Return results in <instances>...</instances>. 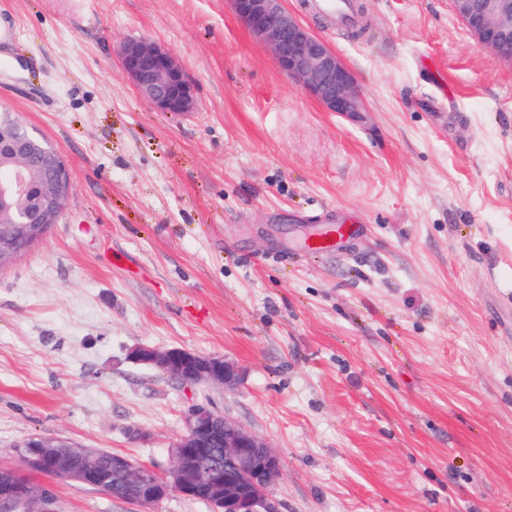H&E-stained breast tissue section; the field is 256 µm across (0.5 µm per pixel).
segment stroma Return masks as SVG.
Returning a JSON list of instances; mask_svg holds the SVG:
<instances>
[{
	"label": "stroma",
	"instance_id": "35a3bbf8",
	"mask_svg": "<svg viewBox=\"0 0 512 512\" xmlns=\"http://www.w3.org/2000/svg\"><path fill=\"white\" fill-rule=\"evenodd\" d=\"M307 2L286 5L354 72L365 125L283 75L229 0H0V112L72 176L0 269V468L36 435L162 473L207 402L280 457V512H512V65L450 0H359L356 37ZM129 38L176 55L194 112L137 94ZM343 222L359 233L307 249ZM137 345L241 382L182 385L127 362ZM54 489L64 512H213Z\"/></svg>",
	"mask_w": 512,
	"mask_h": 512
}]
</instances>
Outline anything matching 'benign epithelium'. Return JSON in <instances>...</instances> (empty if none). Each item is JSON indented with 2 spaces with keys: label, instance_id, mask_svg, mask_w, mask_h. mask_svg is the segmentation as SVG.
<instances>
[{
  "label": "benign epithelium",
  "instance_id": "benign-epithelium-1",
  "mask_svg": "<svg viewBox=\"0 0 512 512\" xmlns=\"http://www.w3.org/2000/svg\"><path fill=\"white\" fill-rule=\"evenodd\" d=\"M235 15L272 52L277 68L326 111L359 122L368 106L350 67L328 43L314 35L284 0H232ZM454 14L472 38L499 61L512 64V0H452ZM120 64L140 96L160 112H192L195 89L181 63L167 48L148 39H129L119 48ZM11 164L0 181V215L18 211L19 221L0 233V263L20 254V245L42 241L58 223L71 191V175L62 151L0 114V161ZM134 364L175 375L189 386L218 384L234 389L237 365L222 357L181 349L140 345L129 351ZM223 443L224 463L211 459ZM172 466L164 475L134 469L122 455L112 456V472L128 478L129 501L150 506L175 491L195 498L196 486L209 487L205 502L214 512H280L272 495L281 462L267 442L237 421L195 404L185 431L169 449ZM26 484L0 491V512H31Z\"/></svg>",
  "mask_w": 512,
  "mask_h": 512
}]
</instances>
